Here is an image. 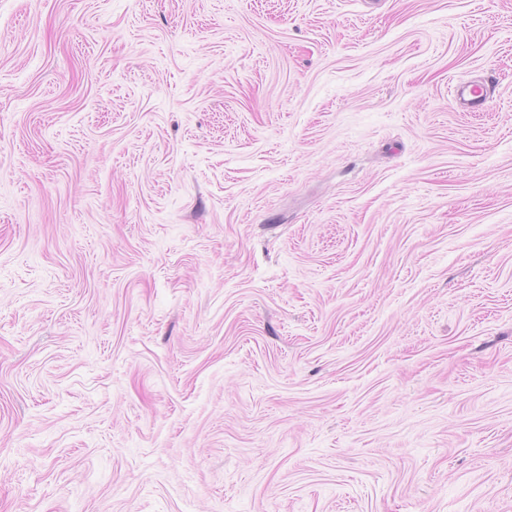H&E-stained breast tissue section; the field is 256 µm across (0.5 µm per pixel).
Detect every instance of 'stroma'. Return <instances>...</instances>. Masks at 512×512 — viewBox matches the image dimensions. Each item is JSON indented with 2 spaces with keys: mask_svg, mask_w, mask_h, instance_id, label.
<instances>
[{
  "mask_svg": "<svg viewBox=\"0 0 512 512\" xmlns=\"http://www.w3.org/2000/svg\"><path fill=\"white\" fill-rule=\"evenodd\" d=\"M0 512H512V0H0ZM490 88L489 84L460 85L456 90V99L465 110L471 111L489 100Z\"/></svg>",
  "mask_w": 512,
  "mask_h": 512,
  "instance_id": "1",
  "label": "stroma"
}]
</instances>
